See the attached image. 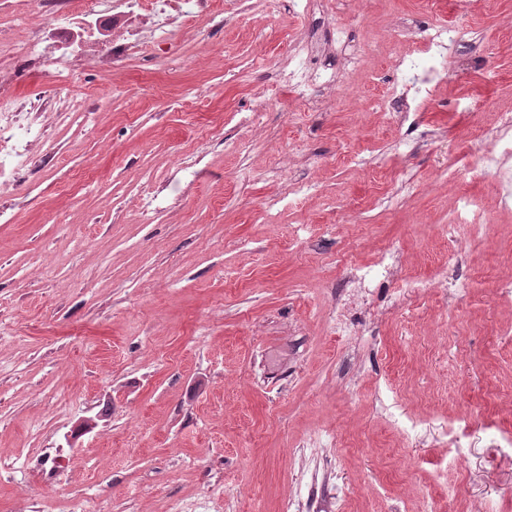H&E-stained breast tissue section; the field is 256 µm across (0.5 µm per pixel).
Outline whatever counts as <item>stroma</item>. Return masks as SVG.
Instances as JSON below:
<instances>
[{
    "mask_svg": "<svg viewBox=\"0 0 512 512\" xmlns=\"http://www.w3.org/2000/svg\"><path fill=\"white\" fill-rule=\"evenodd\" d=\"M430 18L471 36L409 125L379 103ZM332 21L349 89L297 111L294 44ZM70 91L92 105L0 201V512H512V203L467 175L512 109V0H216ZM464 196L490 211L467 252ZM389 251L409 292L372 275L336 335ZM441 415L470 419L460 460ZM367 274L357 276L354 274L351 283L354 285L345 294H339L336 298V318L334 319V328L336 329V335H346L350 332L355 320L356 311L361 308L363 303L362 296L359 294V290L366 280ZM358 284V286H356Z\"/></svg>",
    "mask_w": 512,
    "mask_h": 512,
    "instance_id": "obj_1",
    "label": "stroma"
}]
</instances>
